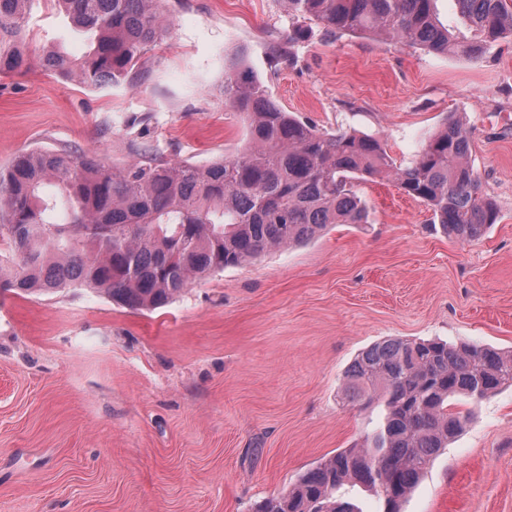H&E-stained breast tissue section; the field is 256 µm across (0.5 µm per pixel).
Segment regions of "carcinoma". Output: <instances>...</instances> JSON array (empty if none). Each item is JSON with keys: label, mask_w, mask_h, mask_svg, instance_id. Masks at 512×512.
I'll return each instance as SVG.
<instances>
[{"label": "carcinoma", "mask_w": 512, "mask_h": 512, "mask_svg": "<svg viewBox=\"0 0 512 512\" xmlns=\"http://www.w3.org/2000/svg\"><path fill=\"white\" fill-rule=\"evenodd\" d=\"M33 0H0V75L30 68L26 17ZM84 36L77 60L58 49L44 70L93 88L120 84L140 54L167 32L161 0H49ZM433 0H285L288 11L326 34L401 41L433 54L478 60L512 41V0H454L472 36L455 38ZM224 104L247 129L231 158L206 165L136 161L121 170L67 149L36 148L0 168V288L49 294L87 288L136 311H153L212 273L274 248L300 244L330 224H365L357 180L387 178L425 203L448 237L480 239L498 220L471 161L466 123L449 116L415 160L398 167L380 141L356 131L330 134L281 108L240 50L224 58ZM512 387V351L476 343L391 338L360 352L344 398L381 409L362 444L305 470L254 512H358L339 495L358 485L400 505L431 460L463 430L478 403Z\"/></svg>", "instance_id": "obj_1"}]
</instances>
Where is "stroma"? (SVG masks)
<instances>
[{
	"label": "stroma",
	"mask_w": 512,
	"mask_h": 512,
	"mask_svg": "<svg viewBox=\"0 0 512 512\" xmlns=\"http://www.w3.org/2000/svg\"><path fill=\"white\" fill-rule=\"evenodd\" d=\"M169 33L133 78L94 89L34 66L0 76V166L72 148L120 170L235 156L245 125L224 104V57L247 65L317 129L381 140L410 164L450 114L499 218L471 243L388 181L358 187L364 224L194 282L134 311L84 288L0 291V512H252L307 468L363 440L378 408L343 403L354 357L387 338L512 350V42L477 61L313 26L282 0H163ZM32 54L87 45L49 0L28 16ZM463 431L401 512H512V388L472 404Z\"/></svg>",
	"instance_id": "stroma-1"
}]
</instances>
